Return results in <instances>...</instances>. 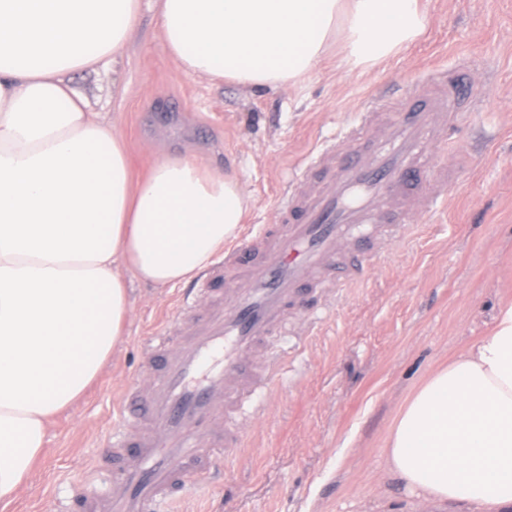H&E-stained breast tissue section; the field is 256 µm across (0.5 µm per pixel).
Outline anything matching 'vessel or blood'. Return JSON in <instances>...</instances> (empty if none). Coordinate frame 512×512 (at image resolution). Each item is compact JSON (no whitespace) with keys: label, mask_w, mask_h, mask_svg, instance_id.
<instances>
[{"label":"vessel or blood","mask_w":512,"mask_h":512,"mask_svg":"<svg viewBox=\"0 0 512 512\" xmlns=\"http://www.w3.org/2000/svg\"><path fill=\"white\" fill-rule=\"evenodd\" d=\"M481 95L459 70L434 64L414 95L366 98L356 124L307 159L274 223L227 251L237 261L224 296L179 302L171 330L148 337L146 384L125 388L112 427L110 487L76 512H159L238 446L245 402L270 383L271 344L299 312L316 319L324 288L366 280V267L448 191L434 148L455 141Z\"/></svg>","instance_id":"obj_1"}]
</instances>
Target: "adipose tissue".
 Returning a JSON list of instances; mask_svg holds the SVG:
<instances>
[{
  "instance_id": "ef3b65f1",
  "label": "adipose tissue",
  "mask_w": 512,
  "mask_h": 512,
  "mask_svg": "<svg viewBox=\"0 0 512 512\" xmlns=\"http://www.w3.org/2000/svg\"><path fill=\"white\" fill-rule=\"evenodd\" d=\"M186 76L293 88L340 44L368 70L418 40L421 0H0V512L125 333L129 281L192 280L250 195L193 154L137 171L75 75L122 56L143 5ZM387 462L433 512H512V304L412 395Z\"/></svg>"
}]
</instances>
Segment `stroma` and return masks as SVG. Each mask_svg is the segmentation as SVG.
<instances>
[{"label": "stroma", "mask_w": 512, "mask_h": 512, "mask_svg": "<svg viewBox=\"0 0 512 512\" xmlns=\"http://www.w3.org/2000/svg\"><path fill=\"white\" fill-rule=\"evenodd\" d=\"M425 36L368 72L325 60L300 87L245 89L181 74L144 9L114 71L76 76L123 133L136 168L155 151H192L238 176L251 196L242 233L274 223L281 176L362 99L405 92L438 61L466 62L486 98L459 132L437 213L423 215L358 288L336 292L323 320L281 338L276 388L240 422L242 445L176 512H421L388 472L385 448L402 406L434 371L485 335L512 303V0H424ZM178 288L132 282L125 334L87 396L47 435V451L13 512H68L77 486H108L106 440L126 385L146 374L142 343Z\"/></svg>", "instance_id": "stroma-1"}]
</instances>
